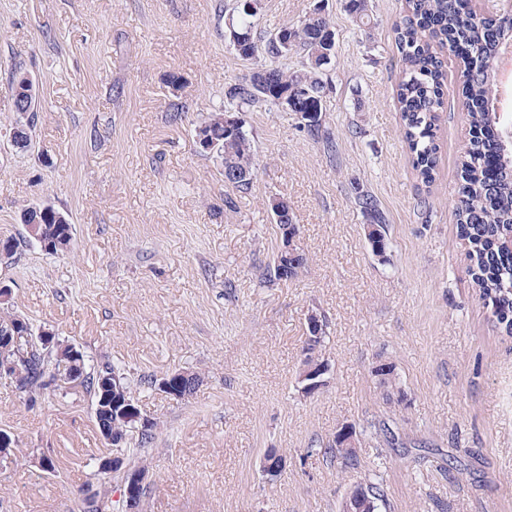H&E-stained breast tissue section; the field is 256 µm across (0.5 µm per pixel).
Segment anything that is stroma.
Segmentation results:
<instances>
[{"mask_svg": "<svg viewBox=\"0 0 512 512\" xmlns=\"http://www.w3.org/2000/svg\"><path fill=\"white\" fill-rule=\"evenodd\" d=\"M235 0H0V285L13 309L55 330L88 363L107 360L159 423L143 512H338L348 487L380 464L387 512H512V337L479 300L457 237L459 156L469 139L460 70L448 75L432 183L413 169L396 85L393 24L405 0H368L372 27L345 0H260L261 30L328 14L336 55L324 79L330 158L295 112L243 113L257 176L235 208L215 158L195 147L225 80L253 64L224 41ZM36 82L31 143L9 139V73ZM181 78L171 88L170 75ZM185 117L172 121L176 108ZM374 195L389 248L373 253L357 191ZM286 200L308 262L289 281L263 273L282 245L269 203ZM66 211L75 244L50 255L23 239V208ZM325 321L326 384L299 392L307 316ZM392 363L400 395L372 368ZM199 373L188 398L141 385ZM395 420L401 447L370 436ZM345 425L358 469L324 453ZM0 428L22 456L0 464V512H83L92 490L125 512L85 391L30 402L0 381ZM278 449L275 480L260 470ZM50 456L56 472L39 461ZM469 473H462L461 465Z\"/></svg>", "mask_w": 512, "mask_h": 512, "instance_id": "stroma-1", "label": "stroma"}]
</instances>
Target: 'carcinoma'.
Segmentation results:
<instances>
[{"label":"carcinoma","instance_id":"1","mask_svg":"<svg viewBox=\"0 0 512 512\" xmlns=\"http://www.w3.org/2000/svg\"><path fill=\"white\" fill-rule=\"evenodd\" d=\"M346 9L363 26L372 23L365 0H346ZM236 16L229 19L224 36L231 40L236 34L243 38L238 55L245 61L258 57L264 63L249 74L228 82L224 86V108L210 113L196 129L220 148L215 154L222 169L238 171L244 177L227 183L231 193L224 205L235 206V196L251 192L255 180L253 143L248 134L232 138L224 125L229 112H248L255 108L269 110L278 107L280 97L298 86L311 93L322 92L325 86L323 66L312 61L314 50L332 32L327 16L315 20L305 19L301 24L283 23L284 42L268 38V33L254 32L256 13L248 10L245 0H236ZM393 33L404 67L397 85L396 96L401 112L404 138L414 170L422 182L428 183L437 162L435 129L438 112L444 107V88L448 83V61L438 56L436 48L448 49V56L463 66L470 138L460 158V184L457 192L456 218L459 237L467 247L471 262L472 279L477 295L492 311L499 324L512 335V244L507 236L512 232V160L502 157L492 148L499 140L496 122V89L494 72L474 65L475 54L492 53L500 27L486 11L467 6V0H406L405 14L394 23ZM303 57L297 68L288 67V58ZM37 113L18 116L16 123L25 127L19 134L18 147L25 148L31 141L26 129L35 126ZM361 209L371 212L373 223L379 228L374 241L378 250L386 251L388 242L385 220L377 200L368 194L357 198ZM61 211L51 205L39 210L31 205L23 210L22 224L38 225V234L44 237V250L49 254L67 252L73 242V224L70 219L60 220ZM308 258L300 252L284 264L278 258L267 269L269 277L278 281L291 280L306 265ZM33 329L24 316L3 308L0 313V332L11 328ZM74 357L64 341L49 356L35 344L28 358L20 362L24 373V391L34 397L47 389L42 380L43 370L52 367L71 368ZM83 389L92 397L94 418L98 429H109L118 437L129 441L123 447L136 443L144 448L155 438L158 422L149 426L140 422L128 407H138L127 380L110 362L98 369L83 367ZM198 374L179 372L170 379L174 392L193 393L199 385ZM324 454L336 460L342 470L358 464L357 454L349 453L337 445L324 449ZM374 512L384 507V493L380 481H366Z\"/></svg>","mask_w":512,"mask_h":512}]
</instances>
